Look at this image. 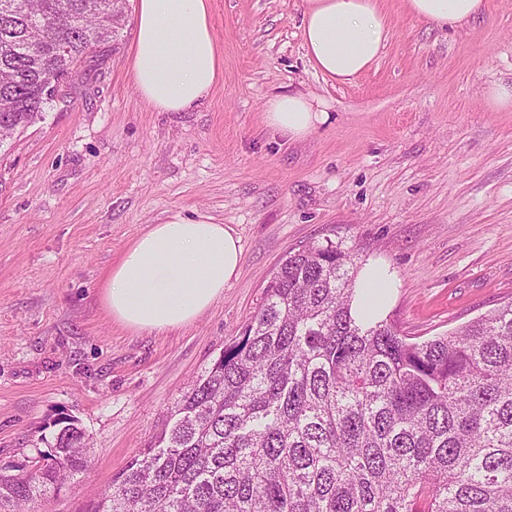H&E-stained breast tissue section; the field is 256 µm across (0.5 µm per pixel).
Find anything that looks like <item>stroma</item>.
<instances>
[{
  "mask_svg": "<svg viewBox=\"0 0 512 512\" xmlns=\"http://www.w3.org/2000/svg\"><path fill=\"white\" fill-rule=\"evenodd\" d=\"M390 36L349 82L317 72L304 0H211L224 79L195 109L157 112L129 76L137 0L116 48L64 83L0 145V467L35 455L73 416L91 448L46 512H91L193 380L239 336L288 252L325 240L381 258L398 286L386 316L439 336L512 301V112L483 92L512 82V0L439 28L381 0ZM325 100L306 138L268 128L277 94ZM204 214L242 247L224 296L192 324L133 331L100 298L149 226Z\"/></svg>",
  "mask_w": 512,
  "mask_h": 512,
  "instance_id": "1",
  "label": "stroma"
}]
</instances>
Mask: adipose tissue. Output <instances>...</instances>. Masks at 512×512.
I'll use <instances>...</instances> for the list:
<instances>
[{"label": "adipose tissue", "mask_w": 512, "mask_h": 512, "mask_svg": "<svg viewBox=\"0 0 512 512\" xmlns=\"http://www.w3.org/2000/svg\"><path fill=\"white\" fill-rule=\"evenodd\" d=\"M406 4L416 17L440 27L468 23L484 9L483 0ZM301 35L314 68L348 82L378 58L389 21L379 0H305ZM130 73L136 92L158 112H185L209 96L223 76L209 0H139ZM264 113L272 130L295 140L327 118L323 100L296 93L271 97ZM241 254L230 227L203 214L171 215L126 250L102 288V303L112 319L137 331L189 325L223 297ZM397 286L388 264L367 262L357 279V308H364L368 288H376L371 318L382 319Z\"/></svg>", "instance_id": "1"}]
</instances>
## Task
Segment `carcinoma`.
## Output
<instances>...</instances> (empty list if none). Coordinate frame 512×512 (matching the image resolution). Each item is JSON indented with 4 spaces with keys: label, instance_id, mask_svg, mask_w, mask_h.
Masks as SVG:
<instances>
[{
    "label": "carcinoma",
    "instance_id": "carcinoma-1",
    "mask_svg": "<svg viewBox=\"0 0 512 512\" xmlns=\"http://www.w3.org/2000/svg\"><path fill=\"white\" fill-rule=\"evenodd\" d=\"M124 19L125 0H0V126L39 119ZM357 274L330 239L289 254L93 512H512V302L413 342L356 322ZM51 426L0 471V509L90 471L79 421Z\"/></svg>",
    "mask_w": 512,
    "mask_h": 512
}]
</instances>
